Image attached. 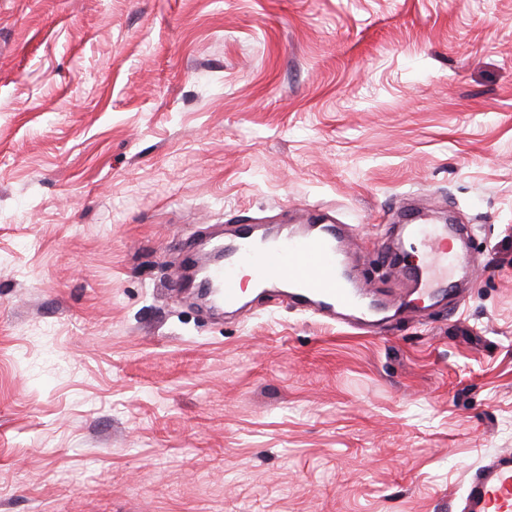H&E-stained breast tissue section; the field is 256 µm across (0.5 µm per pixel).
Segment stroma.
Returning <instances> with one entry per match:
<instances>
[{"label": "stroma", "mask_w": 512, "mask_h": 512, "mask_svg": "<svg viewBox=\"0 0 512 512\" xmlns=\"http://www.w3.org/2000/svg\"><path fill=\"white\" fill-rule=\"evenodd\" d=\"M324 215L381 334L174 292ZM507 449L512 0H0V512H460ZM416 212L406 211L403 214L404 227L407 232L415 237H419L427 242L429 251L433 256L441 262H448V254L441 250L442 242L448 240V232L435 231L427 233L425 224H414L416 220ZM385 259L397 278L411 287L409 289L412 294L425 298L446 293L447 288H443L431 267L413 264L406 258L393 257L386 249Z\"/></svg>", "instance_id": "stroma-1"}]
</instances>
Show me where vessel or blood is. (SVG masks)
Here are the masks:
<instances>
[{
    "mask_svg": "<svg viewBox=\"0 0 512 512\" xmlns=\"http://www.w3.org/2000/svg\"><path fill=\"white\" fill-rule=\"evenodd\" d=\"M403 222L410 235L426 240L438 261H447L441 249L447 233L427 232L412 211L404 213ZM338 237V225L313 224L305 233L288 234L267 245L245 230L225 244L223 263L205 260L201 266L207 280L219 288L224 306L238 305V272L247 267L260 286L279 289L282 296L315 313L344 316L356 306L358 293L351 277L340 270ZM388 263L413 294L422 298L443 294L431 267L393 256ZM461 512H512V452L497 454L471 478Z\"/></svg>",
    "mask_w": 512,
    "mask_h": 512,
    "instance_id": "vessel-or-blood-1",
    "label": "vessel or blood"
}]
</instances>
